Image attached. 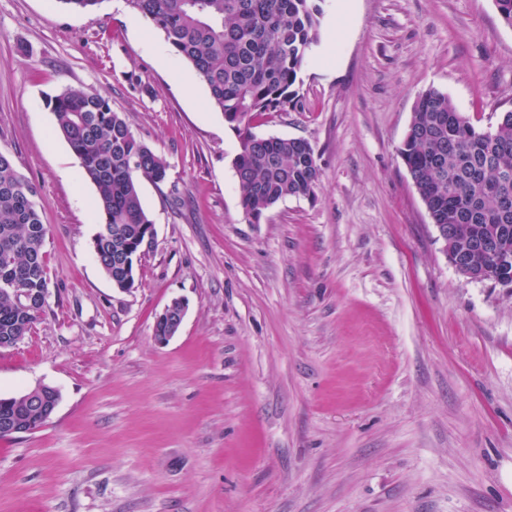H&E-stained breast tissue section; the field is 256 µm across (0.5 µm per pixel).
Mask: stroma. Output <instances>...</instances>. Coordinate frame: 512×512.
Listing matches in <instances>:
<instances>
[{
	"instance_id": "stroma-1",
	"label": "stroma",
	"mask_w": 512,
	"mask_h": 512,
	"mask_svg": "<svg viewBox=\"0 0 512 512\" xmlns=\"http://www.w3.org/2000/svg\"><path fill=\"white\" fill-rule=\"evenodd\" d=\"M320 5L300 107L253 128L307 140L319 184L254 224L236 131L149 21L0 0V151L41 189L50 292L0 348V397L61 393L0 438V512H512V290L456 272L399 155L429 88L484 126L512 108V28L494 0ZM65 88L107 96L169 164L141 184L155 237L128 291L54 133ZM185 314L186 304L180 299L172 300L154 321L153 331L159 334L154 336V339L159 343H165L172 338L179 331Z\"/></svg>"
}]
</instances>
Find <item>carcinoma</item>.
Instances as JSON below:
<instances>
[{
  "mask_svg": "<svg viewBox=\"0 0 512 512\" xmlns=\"http://www.w3.org/2000/svg\"><path fill=\"white\" fill-rule=\"evenodd\" d=\"M127 5L192 66L212 104L237 132L233 167L249 220L260 223L288 197L313 195L319 168L311 144L258 136L251 122L295 101L298 73L319 40L320 6L314 0H127ZM46 106L84 178L97 189V262L114 285L132 288L135 275H127L123 263L146 248L152 224L140 183L163 182L167 161L137 139L125 116L95 90L67 88L49 97ZM399 154L431 223L459 229L443 242L457 272L512 290V212L500 209L501 192L512 195V108L482 127L457 112L447 93L429 88L417 96ZM33 186L0 152L1 340L28 335L43 312L18 305L1 291L6 284L48 287V227L40 194L28 192ZM488 236L498 239V247L474 251ZM34 410L14 396L0 398V421H16L25 433L38 422Z\"/></svg>",
  "mask_w": 512,
  "mask_h": 512,
  "instance_id": "1",
  "label": "carcinoma"
}]
</instances>
